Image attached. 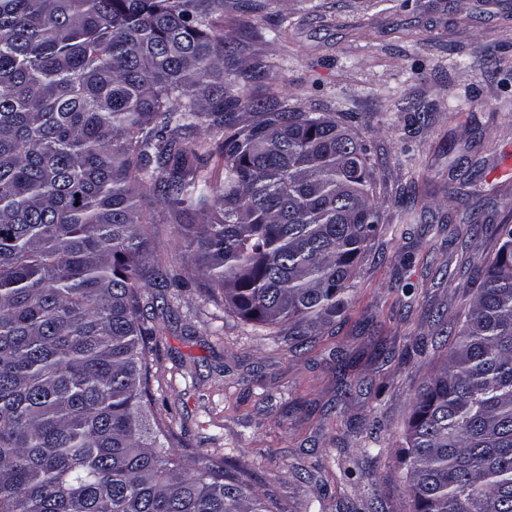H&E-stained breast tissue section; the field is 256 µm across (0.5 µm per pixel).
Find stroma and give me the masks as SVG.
Returning a JSON list of instances; mask_svg holds the SVG:
<instances>
[{"mask_svg":"<svg viewBox=\"0 0 512 512\" xmlns=\"http://www.w3.org/2000/svg\"><path fill=\"white\" fill-rule=\"evenodd\" d=\"M214 31L257 68L242 115L286 101L367 147L380 224L344 308L299 348L198 287L157 212L153 254L185 285L145 321L152 411L272 512H412L399 454L412 397L512 224V0H224ZM416 100L432 107L418 124Z\"/></svg>","mask_w":512,"mask_h":512,"instance_id":"1","label":"stroma"}]
</instances>
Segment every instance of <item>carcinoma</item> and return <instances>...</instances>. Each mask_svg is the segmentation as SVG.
<instances>
[{"label":"carcinoma","instance_id":"carcinoma-1","mask_svg":"<svg viewBox=\"0 0 512 512\" xmlns=\"http://www.w3.org/2000/svg\"><path fill=\"white\" fill-rule=\"evenodd\" d=\"M224 0H0V512H269L150 417L152 207L258 331L341 310L377 229L367 150L286 104L235 119L253 67ZM223 132V177L197 130ZM446 362L413 397L414 512H512V225Z\"/></svg>","mask_w":512,"mask_h":512}]
</instances>
